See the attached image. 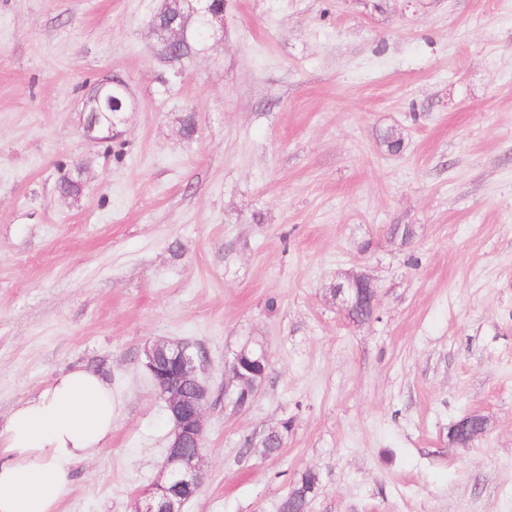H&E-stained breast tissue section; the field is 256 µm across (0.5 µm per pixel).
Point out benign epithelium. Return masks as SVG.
<instances>
[{"mask_svg":"<svg viewBox=\"0 0 512 512\" xmlns=\"http://www.w3.org/2000/svg\"><path fill=\"white\" fill-rule=\"evenodd\" d=\"M186 3L203 15L208 28V39L218 35V26L224 21V0H165L174 15L168 24L157 29L161 34L160 54L167 58L175 46L188 37V29L181 20V4ZM115 85L123 89L127 84L117 76H105L98 81L93 92L83 105V125L88 137L94 141L102 139L97 113L90 104L102 106L110 100L108 87ZM334 299L349 311L361 303L370 308L377 306V289L370 277L364 273L349 276L336 284ZM144 365L151 376L153 387L166 405V412L172 422L167 436L163 472L167 482H157L139 493L133 503V512H183L185 504L202 487L205 458L203 442L206 407L210 400V389L199 378L204 363L200 350L187 352L186 349L170 342L157 341L143 350ZM270 362L267 349L250 358L239 351L229 365L230 382L224 386V401L237 410L249 406L257 391L252 377L265 376Z\"/></svg>","mask_w":512,"mask_h":512,"instance_id":"7a95c632","label":"benign epithelium"}]
</instances>
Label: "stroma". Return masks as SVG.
Masks as SVG:
<instances>
[{"label":"stroma","mask_w":512,"mask_h":512,"mask_svg":"<svg viewBox=\"0 0 512 512\" xmlns=\"http://www.w3.org/2000/svg\"><path fill=\"white\" fill-rule=\"evenodd\" d=\"M164 4L0 0V423L99 369L112 440L61 512H131L171 429L143 350L185 341L211 389L185 512H277L309 469L308 512H512V0H228L179 63ZM106 74L136 108L99 142L81 109ZM352 272L366 323L330 293ZM248 341L270 369L237 411ZM334 299L346 311L365 302L375 310L377 306V289L370 277L364 273H357L335 286ZM244 359L255 367L261 368L260 373L247 367ZM269 362L270 356L264 346L262 352L254 358H249L240 350L235 353L229 365L231 380L224 386V403L227 402L237 410H243L249 406L258 388L252 383V376L264 377Z\"/></svg>","instance_id":"stroma-1"}]
</instances>
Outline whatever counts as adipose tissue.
I'll return each instance as SVG.
<instances>
[{"label": "adipose tissue", "instance_id": "obj_1", "mask_svg": "<svg viewBox=\"0 0 512 512\" xmlns=\"http://www.w3.org/2000/svg\"><path fill=\"white\" fill-rule=\"evenodd\" d=\"M112 387L98 372L60 371L0 427V512H60L79 463L112 439Z\"/></svg>", "mask_w": 512, "mask_h": 512}]
</instances>
